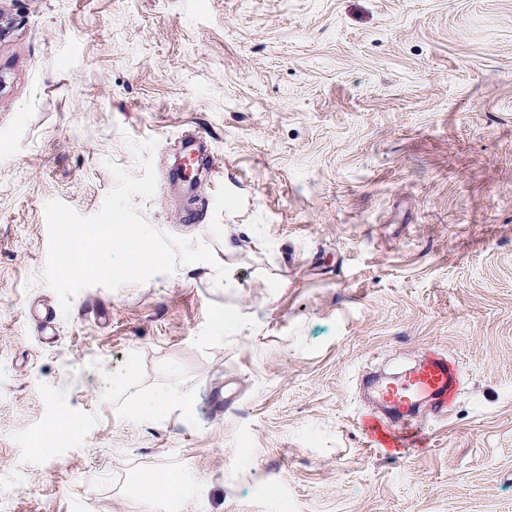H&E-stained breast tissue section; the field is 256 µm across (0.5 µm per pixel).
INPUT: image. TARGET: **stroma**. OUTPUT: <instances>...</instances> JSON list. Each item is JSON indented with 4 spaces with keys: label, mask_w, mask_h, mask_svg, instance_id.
Returning <instances> with one entry per match:
<instances>
[{
    "label": "stroma",
    "mask_w": 512,
    "mask_h": 512,
    "mask_svg": "<svg viewBox=\"0 0 512 512\" xmlns=\"http://www.w3.org/2000/svg\"><path fill=\"white\" fill-rule=\"evenodd\" d=\"M0 18V512H512V0H0ZM194 130V187L135 206L228 285L181 263L60 315L46 202L92 216L107 161L143 174L128 140H156L160 175ZM433 350L464 371L451 411L373 448L364 378ZM175 388L186 403L132 417ZM157 471L185 476L178 499L139 497Z\"/></svg>",
    "instance_id": "1"
}]
</instances>
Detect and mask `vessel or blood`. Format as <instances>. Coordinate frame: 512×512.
Wrapping results in <instances>:
<instances>
[{"label": "vessel or blood", "instance_id": "vessel-or-blood-1", "mask_svg": "<svg viewBox=\"0 0 512 512\" xmlns=\"http://www.w3.org/2000/svg\"><path fill=\"white\" fill-rule=\"evenodd\" d=\"M459 364L440 352H431L414 367L389 383L378 384L379 414H362L361 425L378 448L399 447L411 436L409 421L426 405L445 413L461 387Z\"/></svg>", "mask_w": 512, "mask_h": 512}]
</instances>
